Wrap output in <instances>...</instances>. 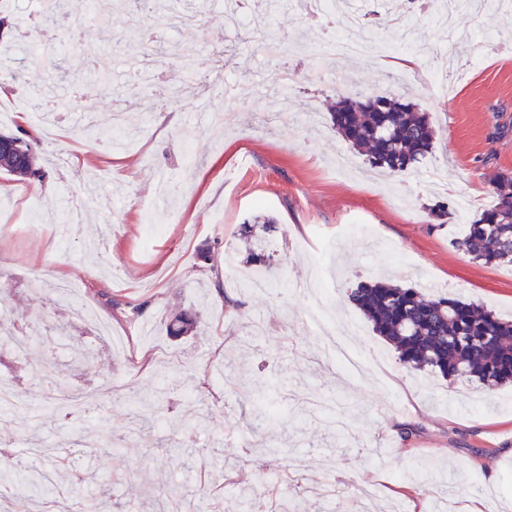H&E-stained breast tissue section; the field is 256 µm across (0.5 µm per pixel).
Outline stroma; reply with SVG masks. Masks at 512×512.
<instances>
[{
    "instance_id": "1",
    "label": "stroma",
    "mask_w": 512,
    "mask_h": 512,
    "mask_svg": "<svg viewBox=\"0 0 512 512\" xmlns=\"http://www.w3.org/2000/svg\"><path fill=\"white\" fill-rule=\"evenodd\" d=\"M399 0H355L368 17L365 51L355 58L316 53L333 34L306 22L299 8L270 13L280 34L279 58L296 71L288 107L274 72L248 29L224 23L225 0H165L169 13L190 12L192 27L146 42L155 26L134 0H66L50 20L23 13L0 66L24 86L0 99V131L28 129L40 141V185L0 171V199L18 206L21 234L0 225V301L19 326L38 318L31 359L0 345V377L17 381L24 401L0 420V492L19 505L77 512L79 497L97 512H153L151 490L184 500L199 483L211 490L209 512L242 502V512H281L285 491L309 512H359L357 489L375 484L386 512H442L447 500H494L512 512V385L488 391L399 364L394 349L348 305L347 289L390 279L431 295L442 292L512 319V266L485 265L457 249L468 219L440 222L426 208L439 201L481 199L492 174L512 172V7L473 0L455 16L462 28L497 34L495 44L461 48L447 93L426 70L446 27L406 17L412 34L384 25ZM245 93L215 91L174 103L170 90L208 78L212 57ZM409 53L418 64H396ZM113 59L112 81L132 105L126 139L112 145L111 89L95 75ZM56 75L50 94L55 135L29 88ZM357 87L366 95L401 94L430 112L437 130L431 156L415 171L369 174L333 129L327 107ZM181 188L163 194L161 176ZM278 218L268 251L276 267L266 293L247 284L245 264L228 265L241 224L256 202ZM368 229L350 237L343 225ZM213 247L211 265L198 251ZM69 270L93 323L75 325L54 301L60 270ZM323 274L338 317L360 331L351 352L379 354L369 371L345 374L302 329L309 299L298 281ZM201 317L196 335H167L166 319L182 308ZM126 336V349L103 344L96 323ZM240 360L237 376L220 377L224 359ZM61 394L98 406L83 419L48 410ZM166 395L161 426L151 396ZM231 468L212 472L214 456ZM457 476L462 491L414 495L429 478Z\"/></svg>"
}]
</instances>
